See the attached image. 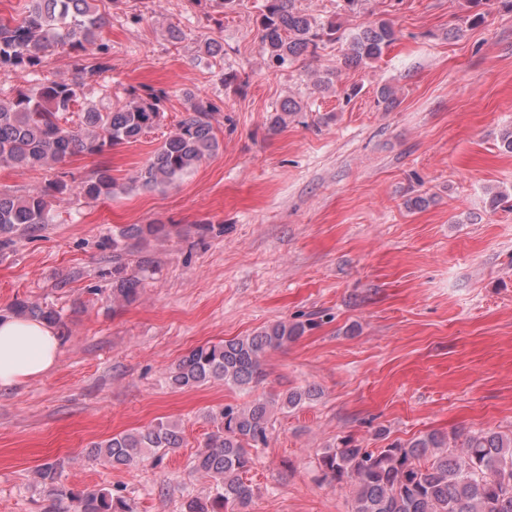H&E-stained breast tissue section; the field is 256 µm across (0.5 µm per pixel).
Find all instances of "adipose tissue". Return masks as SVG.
<instances>
[{
    "instance_id": "1",
    "label": "adipose tissue",
    "mask_w": 512,
    "mask_h": 512,
    "mask_svg": "<svg viewBox=\"0 0 512 512\" xmlns=\"http://www.w3.org/2000/svg\"><path fill=\"white\" fill-rule=\"evenodd\" d=\"M61 353V338L47 322L0 318V389L50 373Z\"/></svg>"
}]
</instances>
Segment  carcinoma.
<instances>
[{"mask_svg":"<svg viewBox=\"0 0 512 512\" xmlns=\"http://www.w3.org/2000/svg\"><path fill=\"white\" fill-rule=\"evenodd\" d=\"M97 0H28L20 20L0 22V72L39 71L54 48L68 47L74 63L71 77L57 78L0 98V165L16 169L52 167L77 155H101L112 146L139 140L160 124L166 95L146 88L128 93L120 107L110 104L73 112L81 91L112 70V48L103 42L104 15ZM260 53L268 64L283 67L313 55L319 44L336 39L334 19L318 20L296 0H264L259 17ZM397 40L386 21L359 29L350 40L345 65L360 66L379 59ZM208 101L190 104L186 115L134 179L154 189L172 184L214 155L219 142ZM118 185L102 167L77 179L62 174L23 194L0 191V245L51 221L50 199L73 196L110 198ZM178 224H130L112 231V305L131 304L139 297L153 261L141 254L152 240L180 234ZM137 255L132 260L130 256ZM11 314L62 324L52 307L17 299ZM304 323L276 322L251 336L200 345L189 351L169 373L172 387L193 389L212 381L249 387L262 380V361L271 350L301 336ZM319 395L314 387L256 399L246 407L226 405L213 417L211 433L191 461L192 472L209 479L212 493L191 498L183 512H249L253 490L243 481L255 463L254 451L267 445L275 411L297 408ZM179 425L159 422L94 442L93 460L114 467L129 466L155 451L181 447ZM319 466L332 482L353 486L349 512H512V431L480 430L451 445L438 432L406 443L392 442L369 451L344 439L322 449ZM38 477L50 485L56 501L68 502L65 512H134L128 499L106 489L75 490L58 483V470L47 464Z\"/></svg>","mask_w":512,"mask_h":512,"instance_id":"1","label":"carcinoma"}]
</instances>
